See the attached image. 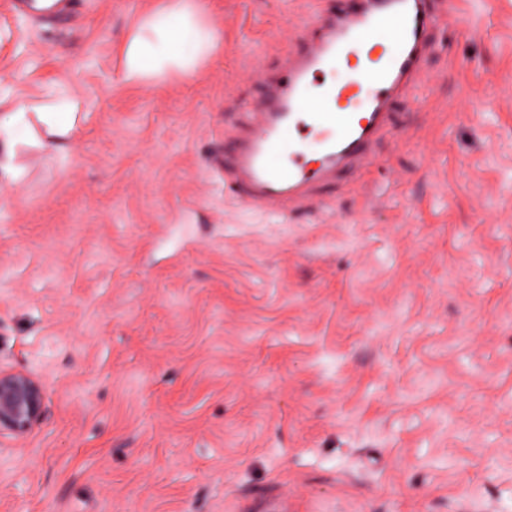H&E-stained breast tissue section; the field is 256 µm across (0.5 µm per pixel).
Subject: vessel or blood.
<instances>
[{
    "mask_svg": "<svg viewBox=\"0 0 512 512\" xmlns=\"http://www.w3.org/2000/svg\"><path fill=\"white\" fill-rule=\"evenodd\" d=\"M427 0H375L347 6L334 23L308 24L306 58L285 61L278 84L261 98L252 120L258 133L224 162V177L251 204L287 205L303 187L352 164H372L371 146L389 118L387 106L420 70L439 17ZM359 58L357 81L321 86L328 60ZM321 143L317 167L301 149L302 134Z\"/></svg>",
    "mask_w": 512,
    "mask_h": 512,
    "instance_id": "1",
    "label": "vessel or blood"
}]
</instances>
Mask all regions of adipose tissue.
Returning a JSON list of instances; mask_svg holds the SVG:
<instances>
[{
    "label": "adipose tissue",
    "mask_w": 512,
    "mask_h": 512,
    "mask_svg": "<svg viewBox=\"0 0 512 512\" xmlns=\"http://www.w3.org/2000/svg\"><path fill=\"white\" fill-rule=\"evenodd\" d=\"M223 44L217 28L206 21L200 0H161L142 18L121 51L123 80L137 86L172 72L192 76L198 63ZM32 135L26 105L0 109L1 173L13 179L19 176L14 147Z\"/></svg>",
    "instance_id": "adipose-tissue-1"
}]
</instances>
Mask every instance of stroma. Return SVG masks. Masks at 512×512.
<instances>
[{
  "mask_svg": "<svg viewBox=\"0 0 512 512\" xmlns=\"http://www.w3.org/2000/svg\"><path fill=\"white\" fill-rule=\"evenodd\" d=\"M0 0L8 102L78 104L0 177V367L46 385L0 512H512V0H433L375 162L289 213L213 163L336 0H203L224 48L124 83L159 0ZM47 112H35L38 119L44 123L50 135L51 143L55 149L65 151L66 144L75 125V112L63 108H49Z\"/></svg>",
  "mask_w": 512,
  "mask_h": 512,
  "instance_id": "35a3bbf8",
  "label": "stroma"
}]
</instances>
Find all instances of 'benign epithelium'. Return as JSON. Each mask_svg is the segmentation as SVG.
I'll use <instances>...</instances> for the list:
<instances>
[{
	"instance_id": "obj_1",
	"label": "benign epithelium",
	"mask_w": 512,
	"mask_h": 512,
	"mask_svg": "<svg viewBox=\"0 0 512 512\" xmlns=\"http://www.w3.org/2000/svg\"><path fill=\"white\" fill-rule=\"evenodd\" d=\"M45 390L32 374L0 368V435L24 436L41 420Z\"/></svg>"
}]
</instances>
